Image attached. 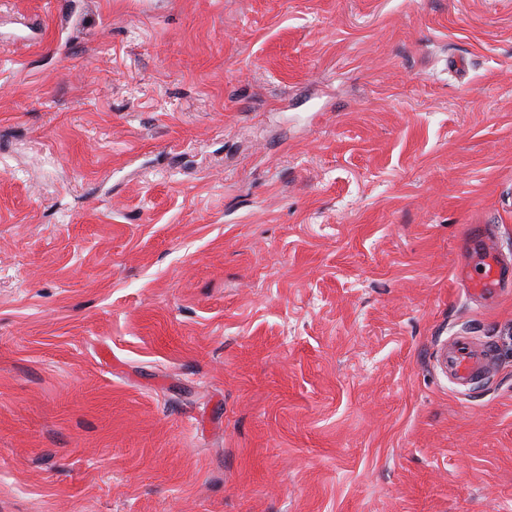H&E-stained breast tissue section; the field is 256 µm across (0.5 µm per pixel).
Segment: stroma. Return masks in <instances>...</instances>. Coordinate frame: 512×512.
I'll return each mask as SVG.
<instances>
[{"instance_id":"35a3bbf8","label":"stroma","mask_w":512,"mask_h":512,"mask_svg":"<svg viewBox=\"0 0 512 512\" xmlns=\"http://www.w3.org/2000/svg\"><path fill=\"white\" fill-rule=\"evenodd\" d=\"M479 229L512 0H0V512H512ZM494 357V350L487 342L460 334L448 339L442 363L457 385L467 386L488 374L494 365Z\"/></svg>"}]
</instances>
